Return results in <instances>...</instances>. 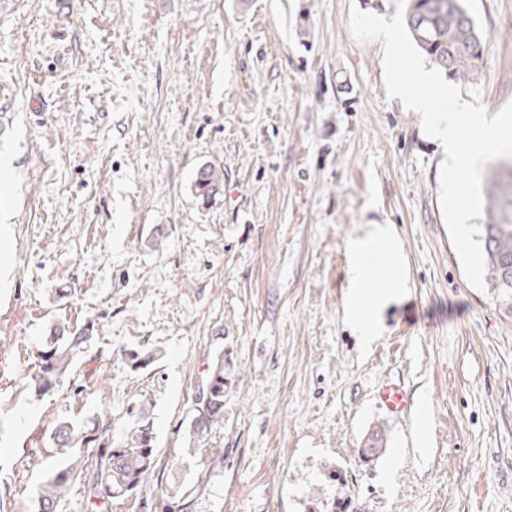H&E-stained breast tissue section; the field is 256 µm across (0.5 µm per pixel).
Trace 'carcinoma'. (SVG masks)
<instances>
[{
    "label": "carcinoma",
    "mask_w": 512,
    "mask_h": 512,
    "mask_svg": "<svg viewBox=\"0 0 512 512\" xmlns=\"http://www.w3.org/2000/svg\"><path fill=\"white\" fill-rule=\"evenodd\" d=\"M408 2L404 22L420 52L444 76L456 81L470 79L473 59L480 48V33L463 0ZM484 183L485 220L479 224L478 240L486 258L488 284L504 313L512 316V159L492 162ZM194 186L202 200L215 198L223 193V170L214 165L201 167ZM93 330L91 321L75 329L66 322L49 326L40 361L28 384L31 395L45 396L62 382ZM224 371V353L220 352L208 366L206 378L193 399L192 417L200 421L188 427L190 445L224 423ZM383 440L382 431H373L362 449L363 457L371 460L379 455ZM51 443L55 448L67 449V456L53 466L47 455L30 459L40 468H49L34 500V512H67L77 494L99 507V512H112L113 501L143 492L159 463L153 423L148 405L142 401L137 420L120 438H112V424L96 415L58 422Z\"/></svg>",
    "instance_id": "1"
}]
</instances>
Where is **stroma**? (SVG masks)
<instances>
[{
	"instance_id": "stroma-1",
	"label": "stroma",
	"mask_w": 512,
	"mask_h": 512,
	"mask_svg": "<svg viewBox=\"0 0 512 512\" xmlns=\"http://www.w3.org/2000/svg\"><path fill=\"white\" fill-rule=\"evenodd\" d=\"M460 98L512 102V0H465ZM394 0H0V512H32L57 421L124 434L152 403L154 498L188 512H512V317L471 287L444 159L388 99ZM224 171L202 203L193 179ZM392 225L407 288L370 350L344 318L346 246ZM96 327L64 383L27 384L53 322ZM155 361L133 370L128 354ZM224 422L188 452L216 351ZM400 384L411 410L377 392ZM427 430H420V416ZM385 450L363 462L373 430ZM401 464L389 472L392 457ZM379 405L389 414H405L410 406L406 391L396 383H388L378 392Z\"/></svg>"
}]
</instances>
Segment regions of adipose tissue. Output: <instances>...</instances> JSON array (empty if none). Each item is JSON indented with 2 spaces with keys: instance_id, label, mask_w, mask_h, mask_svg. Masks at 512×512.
<instances>
[{
  "instance_id": "adipose-tissue-1",
  "label": "adipose tissue",
  "mask_w": 512,
  "mask_h": 512,
  "mask_svg": "<svg viewBox=\"0 0 512 512\" xmlns=\"http://www.w3.org/2000/svg\"><path fill=\"white\" fill-rule=\"evenodd\" d=\"M347 256L345 320L368 346L380 334V311L406 287L401 250L391 225L375 224L349 240Z\"/></svg>"
}]
</instances>
